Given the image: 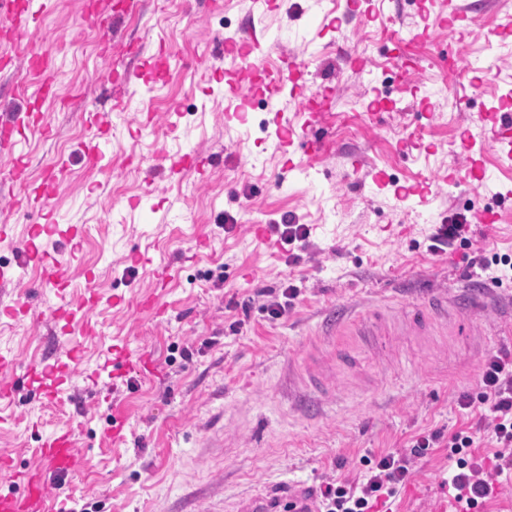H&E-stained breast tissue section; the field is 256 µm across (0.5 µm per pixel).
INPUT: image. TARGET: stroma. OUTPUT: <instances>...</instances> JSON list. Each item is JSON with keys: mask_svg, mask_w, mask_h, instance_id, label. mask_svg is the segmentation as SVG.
I'll use <instances>...</instances> for the list:
<instances>
[{"mask_svg": "<svg viewBox=\"0 0 512 512\" xmlns=\"http://www.w3.org/2000/svg\"><path fill=\"white\" fill-rule=\"evenodd\" d=\"M95 1L108 27L86 23L88 0H49L36 20L35 41L56 50L55 94H41L24 66L0 71V120L34 112L51 126L26 130L17 148L26 185L0 187L13 226L0 266L17 274L0 302L30 309L0 314V354L17 361L0 380L19 386L0 410V448L13 449L22 472L42 437L73 429L66 512H234L259 494L357 482L365 460L387 453L406 461L409 481L371 512H450L454 461L444 448L414 456L411 442L463 429L475 437L473 460L493 468L485 408L458 401L477 391L489 355L512 354V280L469 265L512 256V152L486 145L492 112L512 98V35L490 32L512 17V0H460L477 21L454 71L440 63L447 42L418 39V0H361L357 11L347 0H280L273 11L265 0H134L126 13ZM253 34L271 58L303 60L305 84L327 95L316 107L323 148L291 172L268 111L227 116L228 82L244 88L248 76L210 67L217 38ZM128 72L133 83L121 85ZM105 136L134 154L113 156L104 172L81 147ZM465 141L486 146L493 191L466 178ZM186 153L196 168L170 174L168 158ZM56 158L69 163L51 218L60 231L33 239L30 225L44 221L33 190ZM425 183L429 194H408ZM144 194L149 210L123 207ZM485 210L500 221H474ZM286 213L311 229L293 264L268 231ZM454 213L473 219L467 243L431 252L434 225ZM73 224L88 229L76 247L65 234ZM46 255L69 262L63 292L39 286ZM89 271L99 300L85 306ZM289 280L301 294L284 319L229 305ZM434 294L448 297L447 322L398 331ZM150 297L157 308H144ZM62 300L78 311L63 331L43 318ZM333 316L342 324L320 340ZM76 346L79 372L47 402L28 364H56ZM309 357L336 365L324 393L301 380Z\"/></svg>", "mask_w": 512, "mask_h": 512, "instance_id": "1", "label": "stroma"}]
</instances>
